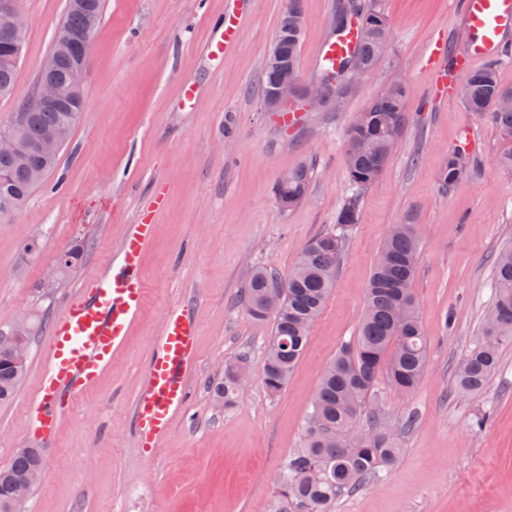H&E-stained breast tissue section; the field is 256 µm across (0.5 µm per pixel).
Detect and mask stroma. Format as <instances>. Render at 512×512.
<instances>
[{
  "mask_svg": "<svg viewBox=\"0 0 512 512\" xmlns=\"http://www.w3.org/2000/svg\"><path fill=\"white\" fill-rule=\"evenodd\" d=\"M226 0H102L83 79L85 112L59 163L12 214L0 218V331L39 314L27 373L0 405V470L17 449L44 451L41 483L18 512H271L272 478L296 448L323 366L358 334L366 289L391 225L422 227L413 283L428 341V368L415 393L379 379L374 400L392 424L413 419L402 452L381 479L336 501L335 512H512V342L484 394L453 395L455 369L478 336L492 300L495 253L512 248V169L498 162L495 128L460 97L431 91L420 64L429 43L457 44L466 28L452 0H380L390 23L377 67L335 102L305 112L286 131L262 101L259 80L284 0H235L240 40L219 60L204 47ZM66 0H20L27 34L0 129L33 94ZM303 81L332 34L336 0H301ZM409 84L406 120L382 175L360 202L336 284L307 348L278 395L261 367L271 322H255L240 300L252 269L287 274L314 237L330 231L350 193L346 132L398 77ZM198 94L184 105V90ZM234 130L225 134L224 119ZM468 140L464 178L441 191L449 151ZM312 166L306 199L281 207L272 187L301 162ZM156 224L142 266L148 301L98 381L65 414L52 440L27 419L53 322L79 284L99 271L128 225ZM37 252H24L30 240ZM80 266L64 287L46 271L74 246ZM188 304L199 325L189 399L152 456L137 444L132 410L165 313ZM246 357L251 380L229 411L211 406L225 360ZM485 426H477L478 417Z\"/></svg>",
  "mask_w": 512,
  "mask_h": 512,
  "instance_id": "stroma-1",
  "label": "stroma"
}]
</instances>
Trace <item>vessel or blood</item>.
Masks as SVG:
<instances>
[{
    "label": "vessel or blood",
    "mask_w": 512,
    "mask_h": 512,
    "mask_svg": "<svg viewBox=\"0 0 512 512\" xmlns=\"http://www.w3.org/2000/svg\"><path fill=\"white\" fill-rule=\"evenodd\" d=\"M457 11L471 40L453 55L451 64L435 67V87L441 91L476 63L498 59L503 35L512 31V0H457ZM239 36L237 14L225 11L223 24L214 30L205 50L222 53ZM356 45L350 33L325 42L318 54L320 66H335L337 58L350 54ZM155 231L152 224L132 225L109 263L87 279L54 322L48 354L37 376L38 404L32 420L41 438L54 436L64 414L111 363L139 317L148 294L141 257ZM196 344L194 317L183 308H171L155 337L145 389L133 411L138 445L145 452L156 448L188 401Z\"/></svg>",
    "instance_id": "b4317fda"
}]
</instances>
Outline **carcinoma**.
I'll use <instances>...</instances> for the list:
<instances>
[{"label":"carcinoma","instance_id":"1","mask_svg":"<svg viewBox=\"0 0 512 512\" xmlns=\"http://www.w3.org/2000/svg\"><path fill=\"white\" fill-rule=\"evenodd\" d=\"M102 18L101 0L79 6L67 0L65 19L50 52L58 54L55 80L69 96L80 64L77 49L61 45V38ZM303 18L300 0H285L274 38L280 65L265 61L262 99H268L288 69H299L303 32L292 21ZM333 33L342 36L354 27L359 50L324 69L317 80L329 85L337 97L352 86L355 68L371 72L383 57L389 37V21L376 0H340L332 20ZM21 50L15 49L7 18L0 13V95L11 92ZM408 84L393 82L363 110L359 121L347 131L346 172L351 195L336 215V224L315 237L297 257L285 277L270 269H255L245 288L244 304L257 321L273 318L271 336L265 346L262 376L268 392L280 393L288 383L307 346L310 330L332 292L346 237L358 223L361 194L382 174L405 119ZM459 95L467 109L495 127L500 140L512 145V87L501 85L497 62L472 72ZM83 112L62 104L57 109L33 110L22 105L5 131L36 146L49 130H58L69 141ZM469 144L458 143L448 154L439 174L442 190L460 181L468 172ZM58 157L45 158L32 150L25 156L0 151V215L17 209L34 188L56 167ZM311 179L310 168L299 165L288 170L274 188L284 206L301 203ZM421 227L394 224L388 230L370 279L366 302L354 343L342 345L323 368L319 383L303 419L297 448L274 479V512H333L341 493L352 492L398 461L402 448L395 429L379 407L369 404L380 374L389 387L405 397L414 393L427 371V338L420 325L413 281L416 273ZM83 248L64 253L57 275L66 282L79 265ZM494 265V303L484 318L480 336L466 352L455 371L454 396L471 399L487 386L499 366V345L512 338V249L498 253ZM12 333H0V403L9 402L27 371V361L15 360ZM244 359L224 362V379L211 389L217 409L232 408L241 393L238 372ZM365 415L367 429L352 424ZM40 448H21L12 464L0 471V512H16L14 487L25 483L42 468Z\"/></svg>","mask_w":512,"mask_h":512}]
</instances>
